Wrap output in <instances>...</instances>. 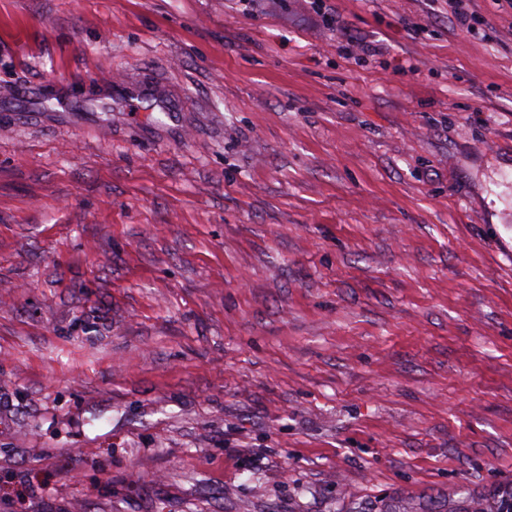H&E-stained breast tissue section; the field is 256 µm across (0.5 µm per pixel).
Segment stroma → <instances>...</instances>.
<instances>
[{
  "mask_svg": "<svg viewBox=\"0 0 512 512\" xmlns=\"http://www.w3.org/2000/svg\"><path fill=\"white\" fill-rule=\"evenodd\" d=\"M465 5L0 0V512H498L512 26Z\"/></svg>",
  "mask_w": 512,
  "mask_h": 512,
  "instance_id": "obj_1",
  "label": "stroma"
}]
</instances>
